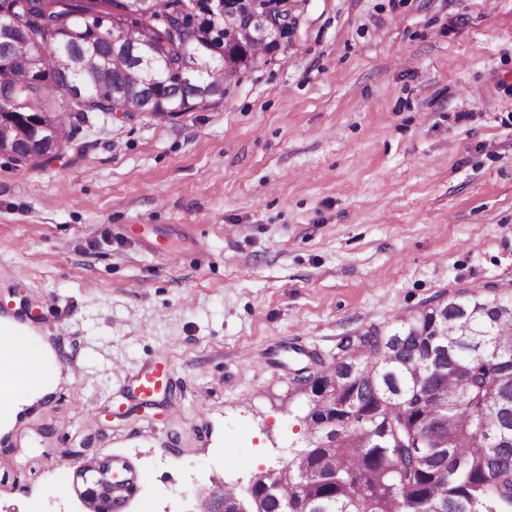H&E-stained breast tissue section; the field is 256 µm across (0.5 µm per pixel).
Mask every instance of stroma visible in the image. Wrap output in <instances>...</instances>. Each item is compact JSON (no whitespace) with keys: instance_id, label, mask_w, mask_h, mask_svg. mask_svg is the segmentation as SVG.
I'll list each match as a JSON object with an SVG mask.
<instances>
[{"instance_id":"1","label":"stroma","mask_w":512,"mask_h":512,"mask_svg":"<svg viewBox=\"0 0 512 512\" xmlns=\"http://www.w3.org/2000/svg\"><path fill=\"white\" fill-rule=\"evenodd\" d=\"M292 2L219 104L0 157V324L54 377L0 401V512H94L73 469L104 458L138 477L126 512H197L306 444L308 353L512 285V0ZM159 361L174 382L142 403Z\"/></svg>"}]
</instances>
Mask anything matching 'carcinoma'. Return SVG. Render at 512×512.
I'll list each match as a JSON object with an SVG mask.
<instances>
[{
    "label": "carcinoma",
    "instance_id": "cac0c4a2",
    "mask_svg": "<svg viewBox=\"0 0 512 512\" xmlns=\"http://www.w3.org/2000/svg\"><path fill=\"white\" fill-rule=\"evenodd\" d=\"M126 2L0 0L8 20L0 25V91H10V111L34 131L48 121L69 134L88 114L118 107L130 119L140 112L166 120L197 109L229 70L276 47L245 15L215 17L203 4L194 13L188 0H153V15L165 20V56L154 57L141 41L137 19L126 46L115 49L112 21ZM228 20L239 30L240 52L222 58L212 48ZM15 26L23 38L14 37ZM34 45L38 68L18 72L12 60ZM192 46L200 69L186 81L179 72ZM63 55L73 59L67 72L58 65ZM60 96L71 109L55 108ZM475 308L480 320L460 333ZM362 339L342 345L332 364L302 367L293 377L295 386L313 380L319 389L304 417L310 438L283 472L302 512H512V293L495 285L465 289L397 317L389 329L371 326ZM425 361L433 378L419 384L414 370ZM320 398L336 409H321ZM332 418L340 429L333 447L325 427Z\"/></svg>",
    "mask_w": 512,
    "mask_h": 512
}]
</instances>
